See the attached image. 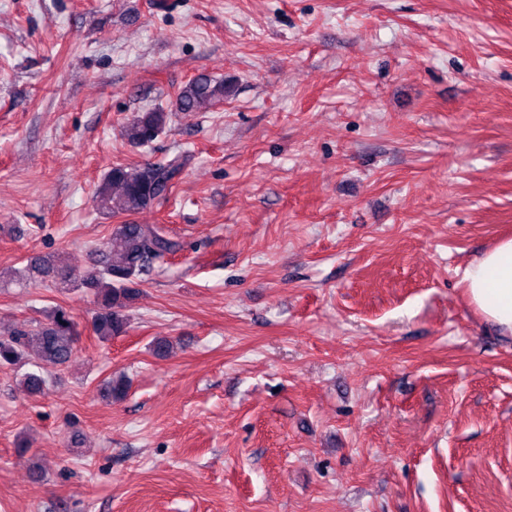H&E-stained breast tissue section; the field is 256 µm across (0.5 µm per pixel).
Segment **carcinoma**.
Instances as JSON below:
<instances>
[{"instance_id":"1","label":"carcinoma","mask_w":512,"mask_h":512,"mask_svg":"<svg viewBox=\"0 0 512 512\" xmlns=\"http://www.w3.org/2000/svg\"><path fill=\"white\" fill-rule=\"evenodd\" d=\"M227 92L229 87L224 82L201 74L179 92L178 111L206 112ZM167 121L168 113L160 110L139 112L123 127L122 135L130 144L143 146L163 132ZM181 168L182 162L177 157L146 167L112 166L96 187L95 206L108 216L143 211L167 195ZM179 249L180 244L168 238L157 224H117L84 272H76L53 255H38L14 271L9 282H50L89 291L96 303L92 331L98 340L108 341L127 332L128 310L139 293L135 285L149 275L157 260ZM77 340L72 312L56 307L42 321L18 323L0 333V364L63 367L73 358ZM21 383L32 394L42 393L46 386L45 379L36 373L24 374ZM105 393L111 399L125 398L128 393L125 377L108 381Z\"/></svg>"}]
</instances>
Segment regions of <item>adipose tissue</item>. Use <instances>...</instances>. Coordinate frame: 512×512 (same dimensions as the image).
I'll return each instance as SVG.
<instances>
[{"label":"adipose tissue","mask_w":512,"mask_h":512,"mask_svg":"<svg viewBox=\"0 0 512 512\" xmlns=\"http://www.w3.org/2000/svg\"><path fill=\"white\" fill-rule=\"evenodd\" d=\"M471 303L501 335L512 337V237L498 241L465 267Z\"/></svg>","instance_id":"ef3b65f1"}]
</instances>
